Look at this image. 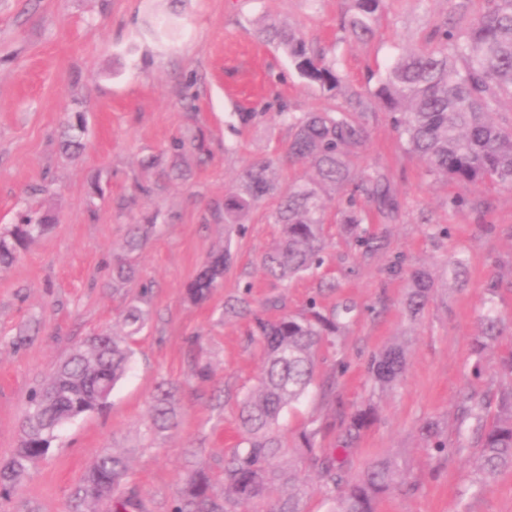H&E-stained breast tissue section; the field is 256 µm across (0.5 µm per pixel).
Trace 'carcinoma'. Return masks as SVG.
<instances>
[{"mask_svg": "<svg viewBox=\"0 0 512 512\" xmlns=\"http://www.w3.org/2000/svg\"><path fill=\"white\" fill-rule=\"evenodd\" d=\"M354 12L342 30L354 38L369 36L378 22L383 0H352ZM485 7L466 26H448L441 21L432 31L430 46L411 48L387 69L373 90L340 88L337 63L313 49L304 35L287 26L270 23L259 31L262 42L280 49L300 75L342 96L341 103L316 112H290L284 106L276 113L288 128L286 157L307 162L315 176L295 180L284 187L278 180L281 156H271L248 165L238 181L214 208V216L227 226L246 224L267 200H275L269 223L278 226V237L262 259L271 278L286 282L312 273L326 261L329 243L326 190L344 193L338 231L363 254L383 246L380 237L366 227L364 199L385 224L401 217V204L393 193L387 173L379 167L356 172L351 157L361 153L370 138V119L376 109L388 112L406 151L416 157L426 172L462 187L490 184L512 188V120L499 116L504 97H512V0H484ZM49 229L46 220L26 215L23 221L0 235V267L9 266L19 249ZM156 232L154 224H134L126 239L129 252L140 249ZM230 249L211 253L187 285L194 302L208 298L224 280ZM410 288L405 309L418 316L431 300L435 280L424 267L409 273ZM251 284L232 296L225 310L252 316L251 335L259 337L262 373L258 385L240 403L242 438L238 448L224 457L220 490H212L207 471L195 467L173 498L170 512H237L257 499L275 498L273 512H301L302 490H288L292 473L276 460L285 445L278 431L282 412L299 402L315 382L318 352L335 347L343 328L338 315L323 314L315 301L299 314L269 319L253 313ZM137 303L122 313L120 322L130 332L92 336L74 348L51 379L32 390L21 424L19 447L0 459V497L23 486L32 465L46 455L57 431L78 416L100 408L101 390L115 385L130 368L128 341L148 317ZM480 331L472 339L475 354H482L499 341L508 326L486 308L480 316ZM406 350L391 344L372 356L369 374L381 389L396 385L405 371ZM502 382L492 391L467 393L461 400L460 422L476 435L471 465L488 482L512 469V352L500 362ZM173 392L162 389L154 397L143 437L154 441L175 425ZM374 409L365 406L341 422L342 443L353 440L372 423ZM319 430L300 434L297 449L317 472L328 494H337V512H377V503L390 491L405 487L396 462L386 456L366 464L354 478L346 476L345 461L317 447ZM424 447L448 453L437 423L420 427ZM76 498L88 504H105L110 512H133L141 507L139 491L127 455L106 451L99 455L82 478Z\"/></svg>", "mask_w": 512, "mask_h": 512, "instance_id": "carcinoma-1", "label": "carcinoma"}]
</instances>
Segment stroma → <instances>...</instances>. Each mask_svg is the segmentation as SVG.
I'll list each match as a JSON object with an SVG mask.
<instances>
[{
  "label": "stroma",
  "mask_w": 512,
  "mask_h": 512,
  "mask_svg": "<svg viewBox=\"0 0 512 512\" xmlns=\"http://www.w3.org/2000/svg\"><path fill=\"white\" fill-rule=\"evenodd\" d=\"M484 0H385L373 36L345 37L341 23L351 0H0V232L26 208L54 217L44 236L0 271V458L20 441L30 391L46 383L72 347L111 330L119 313L148 289L149 317L131 341L130 370L105 408L83 414L57 434L28 482L0 512H74L73 493L97 455L126 453L147 512H169L186 474L190 449L219 474L236 448L239 401L262 371L256 337L246 319L225 315L230 296L253 283L257 301L284 297L290 314L309 300L326 310L345 301L357 310L332 348L318 359V386L279 419L288 442L279 462L303 486V512H332L334 503L293 451L302 429L340 420L372 401L377 420L352 444L345 470L357 475L377 457H392L411 493L394 492L377 512H512V470L476 482L467 454L472 434L458 432L464 393L497 385L505 337L483 356L471 341L485 299L512 322V189L461 188L435 178L406 154L389 117L377 113L371 138L352 159L354 169L384 168L401 203L394 224L375 225L384 247L371 255L335 235L327 263L314 275L281 284L261 271L275 225L264 210L250 223L227 227L213 215L224 192L253 161L283 151L281 105L319 111L334 99L303 78L287 57L261 43L265 17L300 30L339 63L344 85L374 88L393 57L422 45L442 19L463 26ZM260 113L243 124L239 113ZM85 120L84 146H60L69 115ZM203 136L208 162L189 151L178 159L184 179L165 178L151 163L173 138ZM154 187L151 197L136 185ZM461 196L465 205L452 206ZM157 221L159 232L135 252L125 249L131 224ZM447 226L432 238L425 221ZM230 248L232 263L208 301L191 302L186 284L207 256ZM467 258V281L454 280L450 257ZM128 255L129 280L112 278L116 257ZM427 268L432 301L410 317L403 301L407 270ZM334 280L335 288L322 287ZM498 282L496 295L487 286ZM399 343L406 370L391 389L373 387L372 355ZM209 378H193L196 361ZM333 381V394L321 382ZM176 385V426L147 442L144 422L159 382ZM438 422L452 447L443 456L424 450L418 429Z\"/></svg>",
  "instance_id": "stroma-1"
}]
</instances>
